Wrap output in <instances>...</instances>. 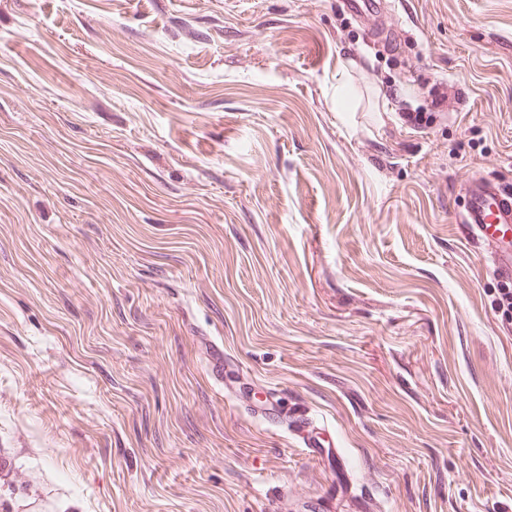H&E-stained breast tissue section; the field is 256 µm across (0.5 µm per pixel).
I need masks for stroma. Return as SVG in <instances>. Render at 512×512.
Instances as JSON below:
<instances>
[{
	"label": "stroma",
	"mask_w": 512,
	"mask_h": 512,
	"mask_svg": "<svg viewBox=\"0 0 512 512\" xmlns=\"http://www.w3.org/2000/svg\"><path fill=\"white\" fill-rule=\"evenodd\" d=\"M474 176L512 0H0V512H512ZM340 3L344 10L360 18L372 13L391 11L396 7L395 2L382 0H341Z\"/></svg>",
	"instance_id": "1"
}]
</instances>
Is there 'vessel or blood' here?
I'll return each mask as SVG.
<instances>
[{
  "instance_id": "b4317fda",
  "label": "vessel or blood",
  "mask_w": 512,
  "mask_h": 512,
  "mask_svg": "<svg viewBox=\"0 0 512 512\" xmlns=\"http://www.w3.org/2000/svg\"><path fill=\"white\" fill-rule=\"evenodd\" d=\"M341 4L344 10L360 18L395 7L393 0H341ZM458 221L468 225L474 236L491 243L499 274L512 280V240L505 236L512 228V188L493 178L473 179Z\"/></svg>"
}]
</instances>
